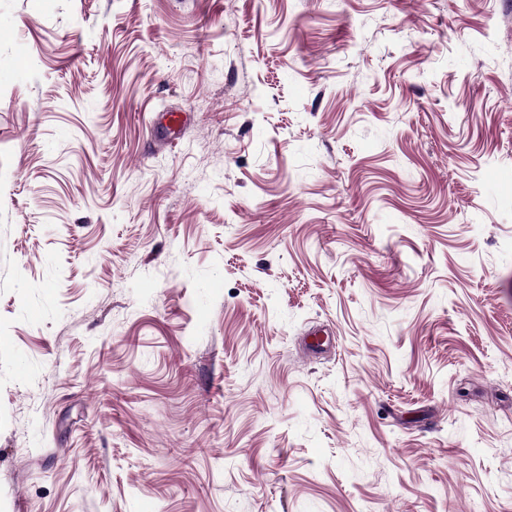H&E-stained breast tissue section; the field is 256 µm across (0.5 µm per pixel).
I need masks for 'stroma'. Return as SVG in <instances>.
Instances as JSON below:
<instances>
[{
  "instance_id": "stroma-1",
  "label": "stroma",
  "mask_w": 512,
  "mask_h": 512,
  "mask_svg": "<svg viewBox=\"0 0 512 512\" xmlns=\"http://www.w3.org/2000/svg\"><path fill=\"white\" fill-rule=\"evenodd\" d=\"M512 512V0H0V512Z\"/></svg>"
}]
</instances>
